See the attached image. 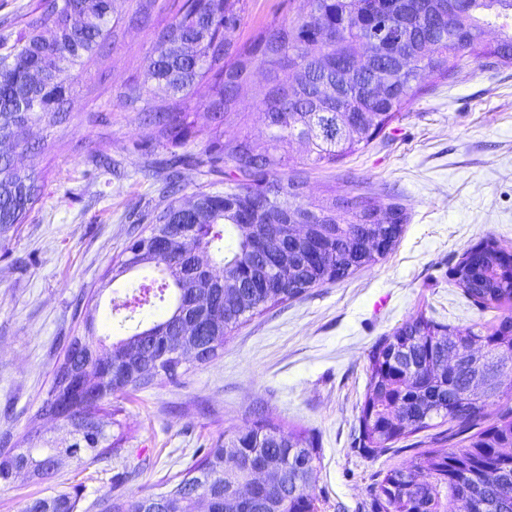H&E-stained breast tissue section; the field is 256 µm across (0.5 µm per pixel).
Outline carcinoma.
<instances>
[{"mask_svg":"<svg viewBox=\"0 0 512 512\" xmlns=\"http://www.w3.org/2000/svg\"><path fill=\"white\" fill-rule=\"evenodd\" d=\"M171 17L157 22L153 0H140L126 17L113 18L112 0H37L35 8L16 27L0 29V140L23 146L21 135L31 124L60 114L79 71L102 56L118 24L148 29L152 47L148 79L172 93L167 106L153 103L149 86L136 85L125 95L141 104L139 125L167 144L189 138L205 142L209 172L224 176V190L194 193L195 212L181 202L184 189L180 156L157 170L165 186L166 204L149 233H164L170 248L164 254L141 249L143 235L126 246L116 263L115 276L149 268L171 291V307L150 329L178 336L200 318L186 293L195 288L191 275L192 250L208 253L212 276L204 293L219 308L218 321L202 323L197 336L207 355L216 356L224 336L252 316L326 283L344 279L384 256L363 246L368 235L391 248L405 221L401 207L381 213L364 195L332 197L315 205L305 201V178L298 171L279 172L289 165L288 141L305 142L316 167L336 164L365 149L405 114L423 91L428 77L446 80L475 60L512 66V0H467L448 18V0H388L393 9L384 17L372 11L373 0H303L305 11L291 23L272 21L239 41L235 33L245 18L246 0H170ZM377 22L403 27L407 64L380 50L369 34ZM495 26L493 43L485 29ZM367 54L365 69L346 79L328 60L349 62L358 51ZM290 69L294 79L284 83L278 73ZM269 72L273 85L259 99L267 118V136L259 144L249 138L224 139L223 125L249 84L252 71ZM36 71L55 84L32 80ZM208 81L211 124L194 128L187 121L191 93ZM44 176L0 158V239L24 223L39 201ZM386 217L388 223L379 222ZM311 228L314 258L279 268L277 257L255 261L246 224H294ZM480 252L462 256L455 266L456 285L473 303L485 308L512 300V264L493 237L481 241ZM79 356L66 351L57 366L41 414H56L60 400L71 397L72 383L90 390L102 388L101 400L129 386L146 385L162 374L179 376L181 364L158 354L156 337L135 331L107 346L96 338L95 320L85 323ZM486 348L482 376L486 387H471L467 363L458 370L438 373L451 350ZM369 390L362 407L354 447L366 455L389 451L397 441L425 429L448 425V447L419 453L408 467L388 470L374 486L373 512H445L459 499L466 512L477 503L482 512H512V408L498 420L479 427L488 405L501 397L504 373H512V318L491 333L472 327L454 331L419 312L370 351ZM102 404L74 401L59 419L71 440L51 447L31 432L28 446L0 452V484L20 474L37 481L55 477L62 456L94 461L118 451L101 418ZM243 458L264 456L282 465L280 482L257 492L252 512H267L268 501H288V512H317L308 492V471L291 459L304 456L315 469L313 440L261 420L247 432L218 440L200 450L201 458L177 478L158 484V491L130 499L110 493L96 498L92 512H162L165 502L178 500L192 512L198 498H209L210 512H224L227 482L226 449ZM81 499L77 486L31 499L23 512H76Z\"/></svg>","mask_w":512,"mask_h":512,"instance_id":"obj_1","label":"carcinoma"}]
</instances>
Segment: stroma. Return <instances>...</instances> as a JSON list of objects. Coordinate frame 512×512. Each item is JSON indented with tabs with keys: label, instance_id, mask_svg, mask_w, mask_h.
<instances>
[{
	"label": "stroma",
	"instance_id": "1",
	"mask_svg": "<svg viewBox=\"0 0 512 512\" xmlns=\"http://www.w3.org/2000/svg\"><path fill=\"white\" fill-rule=\"evenodd\" d=\"M301 8V0H248L239 35L293 20ZM150 50L149 31L120 30L104 63L75 79L70 121H43L25 131L38 150L19 161L46 181L24 224L0 242V449L15 447L33 429L69 441L62 421L37 411L87 315L112 342L163 314L160 304L110 310L112 294L141 281L136 274L113 277L112 267L161 207L154 162L193 157L183 169L186 198L217 181L202 164L203 142L174 147L150 140L137 109L120 102L121 93L144 81ZM252 84L227 118L225 138L264 140L258 91L267 85L265 71L255 70ZM425 85L400 121L336 166L313 167L305 143L288 145L309 201L365 194L380 207L403 208L407 221L392 250L344 280L254 315L225 337L211 360L186 358L178 382L159 376L149 386L114 393L110 403L119 412L106 431L122 438L121 455L87 465L62 458L51 482L18 476L0 486V512H21L28 500L58 486H81L88 502L109 492L151 493L194 464L199 449L261 417L283 432L314 437L309 492L319 512H372L378 474L441 447L434 428L384 455L354 448L368 355L420 311L459 330L512 314L507 306L478 309L452 278L461 255L486 236L512 251V67L476 63Z\"/></svg>",
	"mask_w": 512,
	"mask_h": 512
}]
</instances>
